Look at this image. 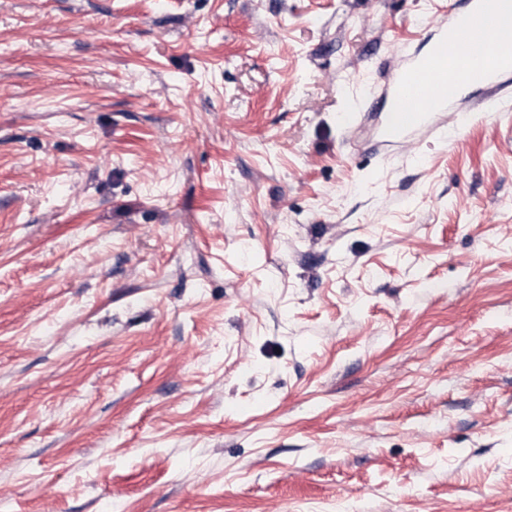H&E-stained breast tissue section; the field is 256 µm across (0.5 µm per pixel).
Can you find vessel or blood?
<instances>
[{
    "label": "vessel or blood",
    "mask_w": 512,
    "mask_h": 512,
    "mask_svg": "<svg viewBox=\"0 0 512 512\" xmlns=\"http://www.w3.org/2000/svg\"><path fill=\"white\" fill-rule=\"evenodd\" d=\"M508 34H512V0H464L461 9L440 23L426 53L409 56L403 65L385 73L383 142L408 144L433 119L444 121L463 111L466 87L496 89L512 75V54H497L492 62L477 66L466 59L485 54Z\"/></svg>",
    "instance_id": "obj_1"
}]
</instances>
